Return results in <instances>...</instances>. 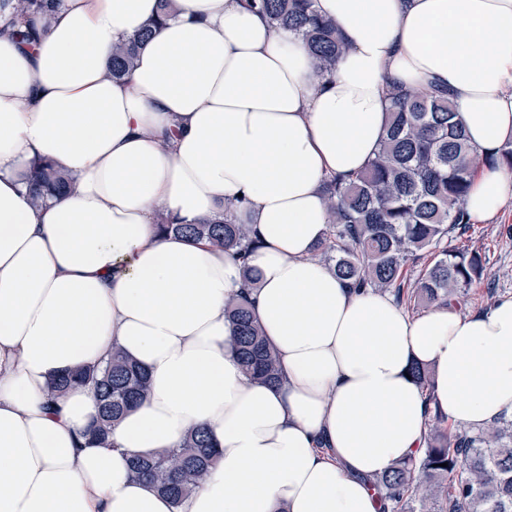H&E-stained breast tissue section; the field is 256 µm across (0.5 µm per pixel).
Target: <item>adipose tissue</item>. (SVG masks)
Wrapping results in <instances>:
<instances>
[{
    "label": "adipose tissue",
    "mask_w": 512,
    "mask_h": 512,
    "mask_svg": "<svg viewBox=\"0 0 512 512\" xmlns=\"http://www.w3.org/2000/svg\"><path fill=\"white\" fill-rule=\"evenodd\" d=\"M176 3L122 80L112 46L157 0H60L30 43L0 16V512H388L374 481L418 454L431 414L471 432L512 415V293L414 315L348 287L313 257L323 186L373 156L393 82L449 89L472 146L498 156L512 0H317L349 47L324 80L298 35L243 0ZM37 157L75 180L38 206ZM511 202V175L475 170L470 218ZM228 205L260 241L247 262L159 228ZM244 290L280 384L246 376L232 348L224 304ZM116 346L150 391L100 443L90 387L51 407L45 392ZM194 426L219 462L176 506L130 458Z\"/></svg>",
    "instance_id": "1"
}]
</instances>
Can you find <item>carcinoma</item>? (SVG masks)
I'll return each mask as SVG.
<instances>
[{"instance_id": "cac0c4a2", "label": "carcinoma", "mask_w": 512, "mask_h": 512, "mask_svg": "<svg viewBox=\"0 0 512 512\" xmlns=\"http://www.w3.org/2000/svg\"><path fill=\"white\" fill-rule=\"evenodd\" d=\"M56 0H0L9 5L11 24L24 41L34 39V21ZM161 13L138 35L112 49L108 76L127 77L137 49L158 25L172 16L173 0H160ZM273 28H288L305 41L315 60L314 76L329 78L346 51L335 24L320 15L317 0H246ZM385 133L375 156L359 174L326 180L329 227L314 257L326 262L354 288L390 291L397 300L430 307L461 300L483 276L480 254L448 244L454 231L464 235V207L470 171L488 161L512 173V148L496 158H480L464 128L455 120L448 91L436 88L392 89ZM72 180L42 159H33L27 185L34 204L63 194ZM165 232L207 239L215 248L246 261L258 239L233 211L196 224L165 218ZM234 327V348L249 377L268 384L280 381L277 355L259 326L247 295L224 308ZM90 386L99 411L89 436L106 442L117 423L149 392L144 369L115 349L103 368L86 367L64 374L48 387L57 403L71 389ZM217 461L212 440L192 428L179 448L138 455L130 461L134 476L151 482L178 506L200 489ZM386 490L393 512H512V421L500 419L485 431L448 435L440 414L430 417L422 456L396 464L376 479Z\"/></svg>"}]
</instances>
